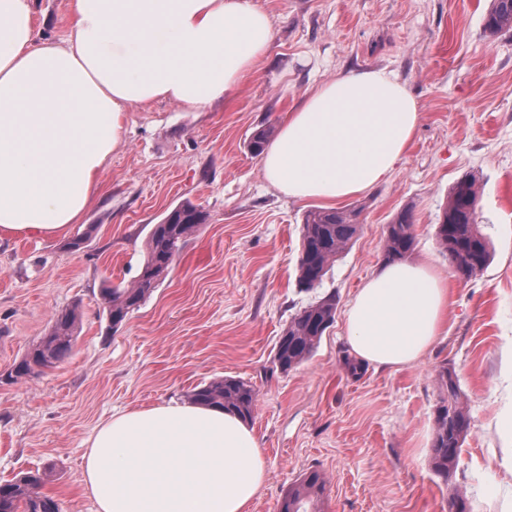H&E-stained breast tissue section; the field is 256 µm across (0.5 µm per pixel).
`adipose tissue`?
<instances>
[{"mask_svg": "<svg viewBox=\"0 0 512 512\" xmlns=\"http://www.w3.org/2000/svg\"><path fill=\"white\" fill-rule=\"evenodd\" d=\"M66 20L52 42L34 0H0V240L66 238L123 141L127 107L230 100L274 35L257 0H68ZM419 122L390 73H344L287 113L262 170L288 198L333 204L381 182ZM346 326L359 362L414 365L447 330L448 280L423 264L384 266ZM84 459L96 512H249L266 483L253 429L199 405L114 414Z\"/></svg>", "mask_w": 512, "mask_h": 512, "instance_id": "1", "label": "adipose tissue"}]
</instances>
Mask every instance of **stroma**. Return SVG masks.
I'll return each mask as SVG.
<instances>
[{
  "instance_id": "35a3bbf8",
  "label": "stroma",
  "mask_w": 512,
  "mask_h": 512,
  "mask_svg": "<svg viewBox=\"0 0 512 512\" xmlns=\"http://www.w3.org/2000/svg\"><path fill=\"white\" fill-rule=\"evenodd\" d=\"M271 47L237 98L190 109L169 102L126 110V134L99 176L94 202L66 240L0 242V371L18 361L56 313L80 305L73 355L43 375L0 384V481L40 473L61 512H95L84 455L112 412L185 403L218 378L251 382L249 422L267 461L249 512H276L298 477L329 480L322 512H512V30L488 35L491 0H259ZM383 68L407 83L421 122L407 153L373 189L343 200L360 211L354 244L327 272L335 321L312 355L283 372L274 361L288 323L314 301L297 264L311 205L265 180L251 133L278 126L312 86ZM472 176L477 222L491 258L477 277L453 269L435 237L448 191ZM208 221L189 236L151 296L115 331L102 315L104 282L133 285L154 224L183 201ZM413 213L409 262L448 280V334L411 366L364 365L351 375L346 311L384 264L387 226ZM452 370L471 429L449 478L430 447L438 374Z\"/></svg>"
}]
</instances>
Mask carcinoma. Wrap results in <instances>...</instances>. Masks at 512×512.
Returning <instances> with one entry per match:
<instances>
[{"mask_svg": "<svg viewBox=\"0 0 512 512\" xmlns=\"http://www.w3.org/2000/svg\"><path fill=\"white\" fill-rule=\"evenodd\" d=\"M484 30L491 36L512 30V0H491L484 17ZM272 127L253 133L249 150L262 153L273 136ZM477 180L469 177L457 181L448 193L442 220L436 226L438 245L455 269L466 279L483 272L490 260V243L476 224L478 206ZM360 211L353 209H314L304 217L301 249L298 259V285L309 292L317 289L329 265L348 248L359 229ZM208 216L200 207L186 201L174 207L160 223L153 225L147 242V259L136 284L121 287L109 285L101 290V303L107 320H125L139 307L167 275L186 238L207 223ZM414 245L413 216L402 210L387 225L384 259L394 263L404 259ZM337 297L326 294L304 308L289 323L277 343L276 366L287 372L310 357L322 336L334 323ZM80 323L79 310L72 307L54 319L49 333L33 345L6 372L0 382L13 384L33 374L58 367L73 352ZM440 405L436 409L431 445V463L442 476L457 467L466 436L469 418L461 403V390L454 372L443 368L439 373ZM190 401L201 406L220 407L245 420L252 418L257 391L239 378L224 377L194 389ZM327 486L318 470L304 473L283 497L279 512H321ZM40 477L25 473L0 484V512H60L55 497L39 491Z\"/></svg>", "mask_w": 512, "mask_h": 512, "instance_id": "carcinoma-1", "label": "carcinoma"}]
</instances>
